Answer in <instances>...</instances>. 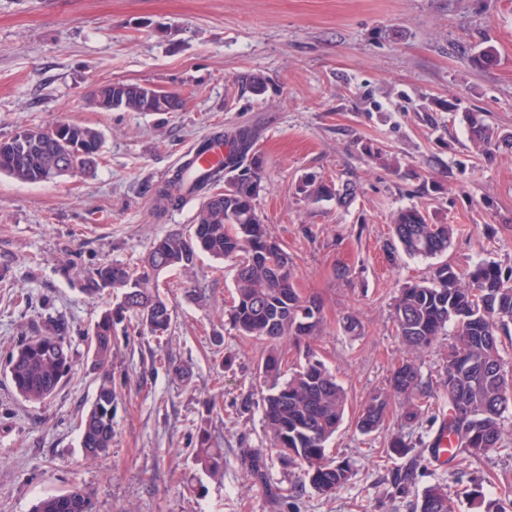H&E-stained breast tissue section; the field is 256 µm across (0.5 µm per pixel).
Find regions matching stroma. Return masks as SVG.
Returning a JSON list of instances; mask_svg holds the SVG:
<instances>
[{
  "label": "stroma",
  "mask_w": 512,
  "mask_h": 512,
  "mask_svg": "<svg viewBox=\"0 0 512 512\" xmlns=\"http://www.w3.org/2000/svg\"><path fill=\"white\" fill-rule=\"evenodd\" d=\"M489 45L493 65L475 66ZM244 73L263 75L266 94L242 91ZM117 81L177 92L183 107L98 109L94 91ZM448 100L457 111L427 109ZM465 111L512 133V0H0V139L77 123L103 140L86 175L29 185L0 173V512H31L75 485L96 512H411L427 487L452 492L475 476L486 499L497 498L512 485V448L437 467L423 451L433 414L408 426L392 415L371 434L355 424L405 356L392 320L401 288L444 263L512 270V148L481 155ZM238 126L259 131L257 210L301 295L321 306L314 348L348 393L327 455L352 477L329 496L274 452L256 372L264 346L232 328L233 264L207 255L157 281L173 312L166 338L135 334L112 352L109 455L89 460L80 447L101 381L87 351L115 297L88 298L79 273L133 265L156 237L186 231L201 198L161 213L155 191L198 138ZM308 174L357 193L344 205L308 198L299 190ZM435 181L441 193H431ZM411 207L454 227L446 253H388L391 219ZM350 315L353 333L343 328ZM52 317L70 328L74 368L31 404L5 361ZM455 332L417 359L439 408ZM204 433L224 451L217 479L193 460ZM396 434L408 455L390 453Z\"/></svg>",
  "instance_id": "obj_1"
}]
</instances>
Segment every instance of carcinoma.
Wrapping results in <instances>:
<instances>
[{
  "mask_svg": "<svg viewBox=\"0 0 512 512\" xmlns=\"http://www.w3.org/2000/svg\"><path fill=\"white\" fill-rule=\"evenodd\" d=\"M242 90L259 96L266 92L264 76H239ZM147 87L122 82L108 83L95 92L103 111L176 112L182 107L179 94L160 92L149 101ZM470 140L485 155L505 143L512 145V133H501L485 122L478 112L463 115ZM28 146L20 134L0 140V172L30 184L49 182L65 174L62 166L77 159L90 169L102 148L100 133L92 127L60 123L46 129H29ZM228 151L222 164L194 177L189 190L203 194L195 224L183 232L169 233L153 240L141 264L128 268L100 264L84 272L83 293L94 298L106 288L120 292L117 308L102 313L90 342L95 365L102 371L96 398L81 424L80 447L96 459L112 448V345L116 327L126 323L135 331L146 330L159 338L171 328L172 314L156 289L163 273L187 270L198 254L230 260L235 267L234 294L229 309L233 329L266 344L259 373L269 383L262 397L267 428L281 457L303 471L319 492L330 495L346 484L351 468L326 456L327 443L344 414L347 395L335 376L312 350L305 362L285 376L279 343L287 338L309 340L318 334L320 306L303 298L296 276L288 268V254L267 231L256 200L262 188L263 162L253 152L258 133L249 126L231 132H217ZM189 160L176 169L156 191L163 209L176 208L184 198ZM224 183V196L210 193ZM300 190L315 200L336 199L346 203L354 186L341 187L315 177L305 179ZM453 228L435 224L428 214L414 208L393 217L391 250L410 257H432L448 250ZM392 319L404 350L418 355L430 348L449 323L456 325L448 345L441 377L443 396L448 399V443L457 454L480 461L489 453L507 448L505 412L512 406L506 370L500 355L502 337L512 335V273L506 275L494 263L481 262L466 271L448 264L438 266L428 281L401 289L393 304ZM69 326L52 322L51 331L13 346L6 359L10 380L25 401L39 404L50 397L72 370L73 356L67 341ZM399 399L400 418L414 423L431 407L421 374L412 359L394 370L389 389L373 394L363 405L356 426L363 434L378 430L385 422L393 399ZM194 461L209 477L224 473V451L215 448L207 436L198 438ZM91 496L75 486L63 493L40 499L32 512H93ZM413 512H456L448 490L435 486L413 503Z\"/></svg>",
  "mask_w": 512,
  "mask_h": 512,
  "instance_id": "carcinoma-1",
  "label": "carcinoma"
}]
</instances>
